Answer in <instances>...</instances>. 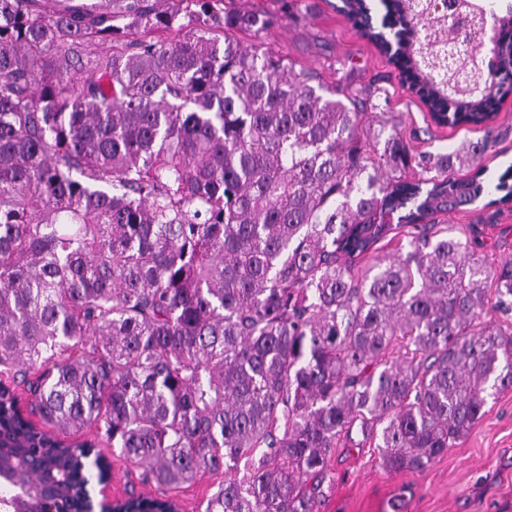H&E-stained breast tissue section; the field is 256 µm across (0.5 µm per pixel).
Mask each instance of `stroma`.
I'll list each match as a JSON object with an SVG mask.
<instances>
[{"mask_svg":"<svg viewBox=\"0 0 512 512\" xmlns=\"http://www.w3.org/2000/svg\"><path fill=\"white\" fill-rule=\"evenodd\" d=\"M339 0H235L236 7L273 14L277 22L262 36L265 49L292 61L295 69L319 74L329 85L362 90L378 111L392 115L414 152L448 153L491 138L482 159L487 177L512 167V96L490 127H440L402 82L398 71L352 22L337 12ZM435 223L475 239L489 267L512 260V204L436 214ZM334 482L320 512H512V387L489 399L468 435L421 471L383 469L375 448H340L330 461ZM223 472H205L175 489L181 512H204L223 482Z\"/></svg>","mask_w":512,"mask_h":512,"instance_id":"1","label":"stroma"}]
</instances>
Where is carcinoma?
<instances>
[{"label":"carcinoma","mask_w":512,"mask_h":512,"mask_svg":"<svg viewBox=\"0 0 512 512\" xmlns=\"http://www.w3.org/2000/svg\"><path fill=\"white\" fill-rule=\"evenodd\" d=\"M380 4L359 31L405 33L393 64L429 111L492 121L511 88L461 95L435 68L452 18ZM462 7L512 29L510 4ZM274 23L224 0H0V512L43 497V455L77 512L104 472L93 442L52 438L69 428L168 489L224 470L205 512H319L336 448L421 471L512 386V262L431 223L512 203L511 177L484 179L491 141L411 153L370 98L262 50ZM145 507L180 509L116 510Z\"/></svg>","instance_id":"obj_1"}]
</instances>
